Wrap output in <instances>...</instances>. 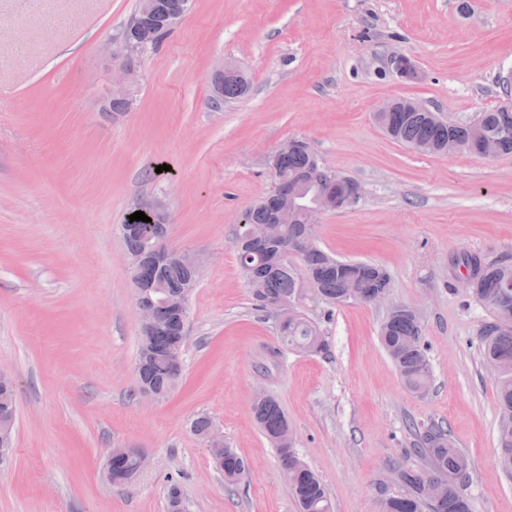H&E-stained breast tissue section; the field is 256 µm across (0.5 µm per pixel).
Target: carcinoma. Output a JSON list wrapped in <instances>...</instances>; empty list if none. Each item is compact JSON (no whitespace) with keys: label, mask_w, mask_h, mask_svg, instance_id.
I'll return each instance as SVG.
<instances>
[{"label":"carcinoma","mask_w":512,"mask_h":512,"mask_svg":"<svg viewBox=\"0 0 512 512\" xmlns=\"http://www.w3.org/2000/svg\"><path fill=\"white\" fill-rule=\"evenodd\" d=\"M393 139L421 153L448 155L478 153L483 139L503 123L512 124L511 112L480 113L474 120L448 126L435 112H387L377 118ZM320 158L305 150L283 146L269 160L276 189L246 213L247 221L236 234L237 258L259 312L277 315L280 344L310 355L323 351L326 341L317 323L301 310L312 296L327 304H372L378 293H387L390 278L379 265L341 260L316 243L315 225L304 222L293 201L299 181L309 175ZM158 222L123 224V237L133 265L152 284L143 299L158 313L155 330L139 336L138 385L157 399L167 397L180 383L183 366L180 348L186 337L182 324L185 303L196 288L192 272L170 257L147 261L145 257L164 249L163 229ZM301 240L310 242L306 254L295 249ZM472 296L489 312L476 336L484 365L497 372L499 406L497 463L512 477V263L485 264L470 288ZM382 348L394 364L404 387L417 396L432 385V367L422 346L419 312L406 305L392 307L379 328ZM254 419L275 448L280 465L288 467V488L298 512H333V505L318 475L298 456L293 431L279 403L259 394L254 400ZM411 452L424 459L420 469L390 467L392 481L402 492L382 500V512H472L463 491L470 463L439 425L427 428ZM211 453L224 475L235 485L246 469L244 459L228 444H214ZM137 468V459L124 453L112 458V485L121 486Z\"/></svg>","instance_id":"obj_1"}]
</instances>
